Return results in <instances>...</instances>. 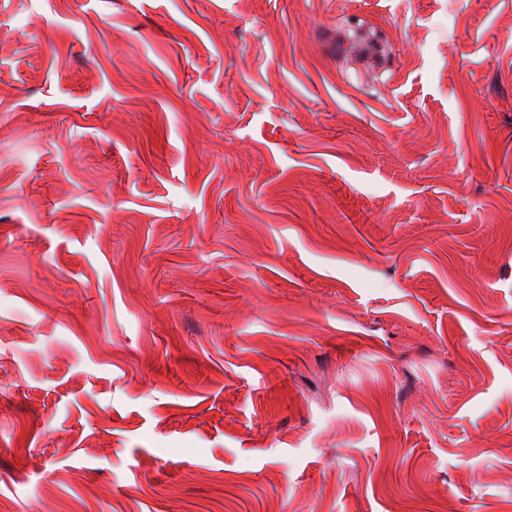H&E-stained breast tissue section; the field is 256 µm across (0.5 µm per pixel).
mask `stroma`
<instances>
[{"instance_id": "stroma-1", "label": "stroma", "mask_w": 512, "mask_h": 512, "mask_svg": "<svg viewBox=\"0 0 512 512\" xmlns=\"http://www.w3.org/2000/svg\"><path fill=\"white\" fill-rule=\"evenodd\" d=\"M0 512H512V0H0Z\"/></svg>"}]
</instances>
